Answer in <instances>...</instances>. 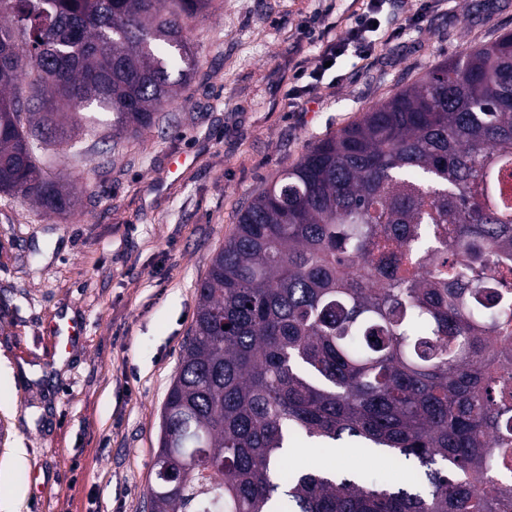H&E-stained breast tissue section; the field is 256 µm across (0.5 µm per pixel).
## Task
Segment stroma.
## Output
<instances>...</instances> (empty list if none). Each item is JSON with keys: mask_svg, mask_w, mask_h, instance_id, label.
<instances>
[{"mask_svg": "<svg viewBox=\"0 0 512 512\" xmlns=\"http://www.w3.org/2000/svg\"><path fill=\"white\" fill-rule=\"evenodd\" d=\"M363 0H215L195 22L200 65L155 127L88 135L57 157L80 192L51 219L0 194V512H148L160 412L191 328L197 285L240 206L307 149L437 62L512 30V0H433L416 31L308 84L321 37ZM81 336L53 332L58 316ZM303 470L360 471L399 487L384 455L310 448Z\"/></svg>", "mask_w": 512, "mask_h": 512, "instance_id": "stroma-1", "label": "stroma"}]
</instances>
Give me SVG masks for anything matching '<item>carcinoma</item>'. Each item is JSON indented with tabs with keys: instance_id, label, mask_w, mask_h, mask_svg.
Segmentation results:
<instances>
[{
	"instance_id": "cac0c4a2",
	"label": "carcinoma",
	"mask_w": 512,
	"mask_h": 512,
	"mask_svg": "<svg viewBox=\"0 0 512 512\" xmlns=\"http://www.w3.org/2000/svg\"><path fill=\"white\" fill-rule=\"evenodd\" d=\"M213 0H8L0 193L73 213L39 153L156 126ZM161 410L151 512H512V32L313 145L237 214ZM302 432L427 495L287 467Z\"/></svg>"
}]
</instances>
